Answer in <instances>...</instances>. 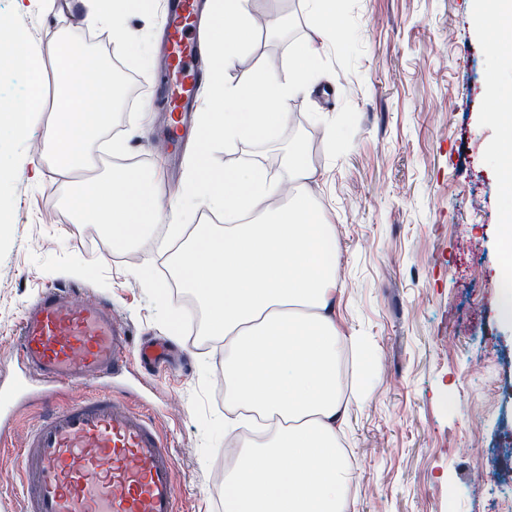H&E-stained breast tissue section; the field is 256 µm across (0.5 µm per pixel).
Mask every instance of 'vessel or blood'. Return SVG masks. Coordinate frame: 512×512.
Returning a JSON list of instances; mask_svg holds the SVG:
<instances>
[{"label": "vessel or blood", "instance_id": "1", "mask_svg": "<svg viewBox=\"0 0 512 512\" xmlns=\"http://www.w3.org/2000/svg\"><path fill=\"white\" fill-rule=\"evenodd\" d=\"M198 0H171L167 58L155 75L166 92L168 136L186 135L205 82ZM20 376L0 400L38 396L48 409L22 448V512H178L177 463L147 410L113 392L129 372L128 330L86 287L42 290L14 340ZM77 398L54 406L57 395Z\"/></svg>", "mask_w": 512, "mask_h": 512}]
</instances>
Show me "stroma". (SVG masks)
<instances>
[{
    "label": "stroma",
    "mask_w": 512,
    "mask_h": 512,
    "mask_svg": "<svg viewBox=\"0 0 512 512\" xmlns=\"http://www.w3.org/2000/svg\"><path fill=\"white\" fill-rule=\"evenodd\" d=\"M121 21L138 53L112 54V30L94 27L88 42L120 79L136 75L140 102L120 99L112 127L121 156L140 155L164 202L181 199L184 172L156 142L162 122L150 102L160 61L163 0ZM354 13L364 53L355 72L315 78L287 102L283 142H301L314 176L304 194L336 227V325L366 347L345 352V392L356 394L342 447L359 459L351 512H493L512 497V325L498 315L503 247L497 233L505 196L489 166L499 127L487 89L496 59L475 21V0H359ZM281 16L285 30L260 25L255 48L230 79L270 62L283 71L298 37L315 25L303 0H252L251 21ZM0 19L23 30L30 57L53 94L46 55L64 26L83 22L75 0H0ZM42 112L24 133L0 136V384L16 375L13 332L44 288L88 285L129 330L130 347L163 338L182 356L155 372L134 368L121 384L133 406L148 404L170 437L180 512H223L224 348L198 335V306L159 291L169 254L151 229L139 246L117 249L104 225L73 221V174L55 168ZM221 163L251 159L278 181V146L243 143L216 152ZM148 268L153 279L134 272ZM495 399H488V390ZM8 445L0 449V505L19 512L15 448L42 417L44 404L5 406ZM496 449L492 467L475 460L473 442Z\"/></svg>",
    "instance_id": "35a3bbf8"
}]
</instances>
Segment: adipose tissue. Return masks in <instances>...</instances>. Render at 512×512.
Masks as SVG:
<instances>
[{
    "label": "adipose tissue",
    "instance_id": "adipose-tissue-1",
    "mask_svg": "<svg viewBox=\"0 0 512 512\" xmlns=\"http://www.w3.org/2000/svg\"><path fill=\"white\" fill-rule=\"evenodd\" d=\"M141 2L84 0V23L111 26L114 53L133 54L119 21ZM476 4L479 26L496 34L489 52L512 65V0ZM48 53L53 99L45 100L42 77L32 74L26 95L0 102V128L22 131L51 108L46 143L55 162L77 174L99 160L119 88L75 28L61 29ZM489 95L499 122L493 156L506 191L500 235L512 244V84L493 82ZM284 167L295 192L277 205L279 187L266 168L218 171L197 152L182 209L221 211L224 227L193 225L171 257L170 275L201 309V335L224 345L225 406L271 420L225 469L224 512H350L352 475L336 441L348 411L339 365L343 348L359 340L336 328V237L300 192L313 175L300 143L289 145ZM73 205L78 223L106 225L123 247L165 220L162 200L129 167L78 182Z\"/></svg>",
    "mask_w": 512,
    "mask_h": 512
}]
</instances>
